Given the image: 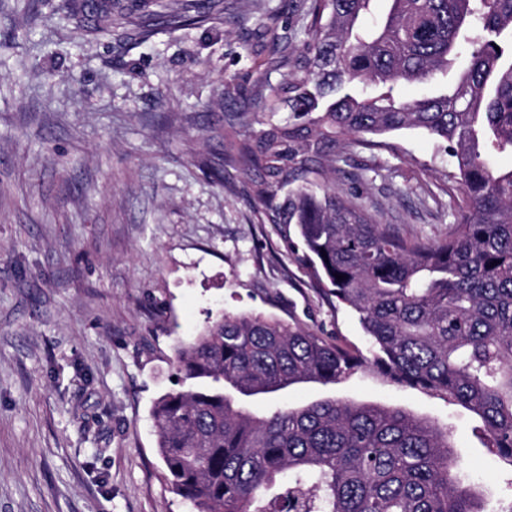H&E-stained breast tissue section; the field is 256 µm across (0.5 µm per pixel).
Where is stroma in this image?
Masks as SVG:
<instances>
[{
  "label": "stroma",
  "instance_id": "35a3bbf8",
  "mask_svg": "<svg viewBox=\"0 0 512 512\" xmlns=\"http://www.w3.org/2000/svg\"><path fill=\"white\" fill-rule=\"evenodd\" d=\"M207 0H0V512H190L161 473L151 407L176 347L226 312L280 317L367 352L357 316L313 280L293 225L255 193L235 141L292 72L307 0H223L210 20L144 34L159 6ZM352 143L328 174L430 240L463 196L443 145ZM400 405L447 426L488 512L512 465L481 420L360 368L254 400Z\"/></svg>",
  "mask_w": 512,
  "mask_h": 512
}]
</instances>
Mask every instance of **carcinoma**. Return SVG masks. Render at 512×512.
Here are the masks:
<instances>
[{"instance_id":"obj_1","label":"carcinoma","mask_w":512,"mask_h":512,"mask_svg":"<svg viewBox=\"0 0 512 512\" xmlns=\"http://www.w3.org/2000/svg\"><path fill=\"white\" fill-rule=\"evenodd\" d=\"M378 2L310 0L296 69L264 100L262 129L237 143L372 358L246 313L182 343L180 389L152 419L162 479L192 512H486L446 427L350 399L259 415L246 398L335 384L364 364L473 412L486 447L512 463V169L493 166L512 153V0ZM438 72L451 83L394 94ZM407 129L448 144L465 187L438 241L401 234L359 195L314 190L327 157L353 141L387 148L382 137Z\"/></svg>"}]
</instances>
